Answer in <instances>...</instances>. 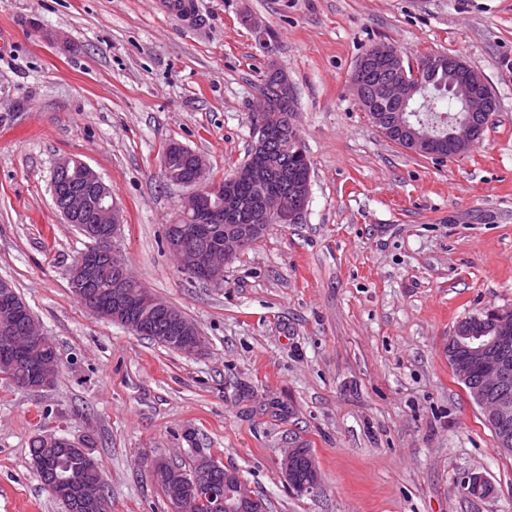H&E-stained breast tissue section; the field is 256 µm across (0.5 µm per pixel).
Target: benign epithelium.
Here are the masks:
<instances>
[{
	"mask_svg": "<svg viewBox=\"0 0 512 512\" xmlns=\"http://www.w3.org/2000/svg\"><path fill=\"white\" fill-rule=\"evenodd\" d=\"M374 60L387 64V76L382 79L374 92L370 93L357 79H351L356 98L381 134L402 144V147L418 155L440 158L443 147L440 139L416 128L407 118L395 122L387 114L377 111L376 103L388 99L403 108L416 92L420 83L416 80L417 68L429 63V54L418 53L407 63L404 52L398 47L381 42L373 45L359 59L356 69H364ZM266 74L276 78L281 95L291 96L294 88L288 75L274 59L266 65ZM486 78L459 56L448 57V89L465 102L476 119L455 124L448 132V152L451 156H462L473 147L480 137L482 124L487 122L495 111V104L486 94ZM281 115L272 110L264 91L256 97V123L258 130L257 147L267 148L268 134L280 123ZM193 159L194 176L189 182L177 178L173 162L177 156ZM276 167L275 159L265 166L242 165L235 171V179L261 182ZM74 169L80 172L79 182L69 186L64 195L58 194L59 180ZM162 169L167 180L176 186L189 189L180 200L178 220L174 228L180 240L168 241L170 250L179 257L180 268L196 275L201 280L219 284L223 282L224 266L215 261V256L224 253L231 257L251 246L254 235L267 224H293L307 208L311 192L310 180H300L289 189L270 195L256 207L255 224L249 229L234 226L224 231V244H212L204 249L188 245L190 241L209 238L216 231L214 225L224 223L236 215L253 208L251 202L237 194L224 190V183L212 179L207 174V166L202 157L183 144L174 141L162 156ZM53 201L57 211L67 224L76 226L80 232L100 244L98 253L118 260V252L109 250L107 243L118 247L123 222L120 209L112 197V188L86 163L64 158L57 162L52 177ZM91 269L86 257H79L69 270V285L76 289L90 277ZM129 284L124 270H119L113 283V296L117 303L112 307V321L125 320V310L120 300L126 296ZM157 308L164 314L172 331L178 334L181 349L186 355L203 350L204 339L197 327L190 323L180 311L164 302H157ZM473 319L481 326L468 331L454 329L448 338V361L451 362L456 378L462 384H470L472 374L479 376V382L472 385L471 400L480 407L484 421L497 435L498 445L505 452H512V309H496L482 319ZM44 344V333L37 329L18 336L12 321L0 322V357L14 362L28 358L38 366V389L51 387L58 371L59 361L35 356ZM281 473L288 486L299 495L316 496L319 485H300L288 470V455H283ZM223 468V463L215 455H206L201 468L189 475L180 476L188 483L189 491L170 501L172 512H187L188 504L209 501L210 512H255L256 498L251 487L242 484L238 487L237 500L232 494L221 497L214 494V472Z\"/></svg>",
	"mask_w": 512,
	"mask_h": 512,
	"instance_id": "7a95c632",
	"label": "benign epithelium"
}]
</instances>
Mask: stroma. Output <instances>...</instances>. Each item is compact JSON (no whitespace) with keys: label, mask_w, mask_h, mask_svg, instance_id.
Wrapping results in <instances>:
<instances>
[{"label":"stroma","mask_w":512,"mask_h":512,"mask_svg":"<svg viewBox=\"0 0 512 512\" xmlns=\"http://www.w3.org/2000/svg\"><path fill=\"white\" fill-rule=\"evenodd\" d=\"M197 2L201 29L159 0H0V279L60 362L47 390L0 378V512H66L30 463L39 434L93 438L112 512H171L142 460L187 465L196 447L269 512H512V454L448 363L460 320L512 308V0ZM378 42L484 75L497 110L467 154L441 163L374 126L350 79ZM271 58L296 93L309 204L222 285L190 280L164 239L182 191L163 149L179 141L220 178L243 164ZM66 157L111 186L131 274L197 325L201 353L151 343L72 294L88 240L53 205ZM295 440L316 457L317 496L279 469ZM472 472L490 496L462 490Z\"/></svg>","instance_id":"obj_1"}]
</instances>
